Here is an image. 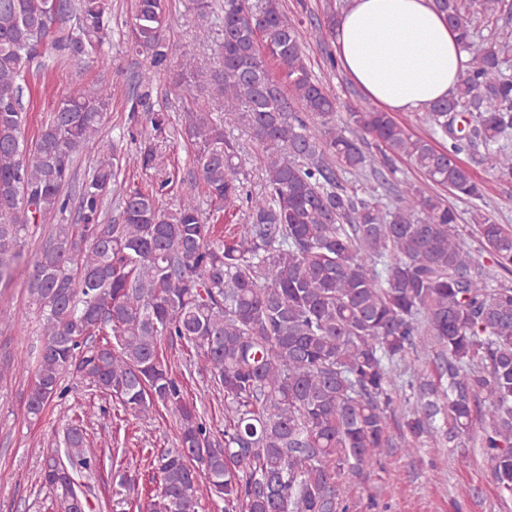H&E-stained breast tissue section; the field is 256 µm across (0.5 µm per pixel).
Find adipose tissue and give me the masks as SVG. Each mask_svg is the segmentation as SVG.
<instances>
[{"label":"adipose tissue","mask_w":512,"mask_h":512,"mask_svg":"<svg viewBox=\"0 0 512 512\" xmlns=\"http://www.w3.org/2000/svg\"><path fill=\"white\" fill-rule=\"evenodd\" d=\"M333 40L342 69L384 112L446 98L469 64L432 0H348Z\"/></svg>","instance_id":"ef3b65f1"}]
</instances>
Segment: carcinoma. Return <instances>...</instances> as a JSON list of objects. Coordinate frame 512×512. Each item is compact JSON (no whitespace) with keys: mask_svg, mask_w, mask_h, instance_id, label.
Listing matches in <instances>:
<instances>
[{"mask_svg":"<svg viewBox=\"0 0 512 512\" xmlns=\"http://www.w3.org/2000/svg\"><path fill=\"white\" fill-rule=\"evenodd\" d=\"M474 59L425 119L436 145L367 100L349 113L360 135L336 123V97L312 73L306 44L283 0H224L219 83L262 155L264 186L246 189L222 117L184 113L180 136L207 201L245 222L218 234L193 196L172 208V182L152 139L134 161L163 176L157 187L117 192L120 168L102 149L108 87L74 84L27 141L21 81L43 59L98 58L111 0H0V281L12 277L27 238L64 214L77 155L99 150L82 183L77 218L55 224L33 262L29 303L43 344L27 413L62 395L66 376L134 415L169 413L178 444L158 455L146 512H349L390 449L472 447L500 492L512 495V227L477 211L483 264L437 193L409 183L387 205L362 198L342 175L395 173L409 161L432 185L467 200L483 186L460 155L480 144L493 171L512 177V29L479 47L473 17L512 18V0H434ZM166 0H135L130 48L150 60L137 103L161 135L167 116L149 107L151 69L168 58ZM271 61L279 77L270 74ZM114 201L118 217L102 218ZM203 358L224 398L214 434L173 375L163 343ZM431 357L446 378L421 374ZM75 423L40 471L54 512H87L79 477L100 467Z\"/></svg>","mask_w":512,"mask_h":512,"instance_id":"cac0c4a2","label":"carcinoma"}]
</instances>
